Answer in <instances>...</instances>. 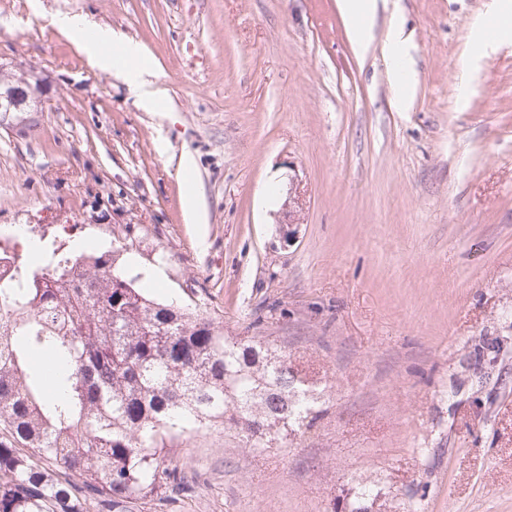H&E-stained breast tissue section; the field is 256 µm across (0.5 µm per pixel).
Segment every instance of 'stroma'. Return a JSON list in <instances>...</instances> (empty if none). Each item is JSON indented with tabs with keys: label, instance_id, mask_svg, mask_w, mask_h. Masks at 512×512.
Here are the masks:
<instances>
[{
	"label": "stroma",
	"instance_id": "1",
	"mask_svg": "<svg viewBox=\"0 0 512 512\" xmlns=\"http://www.w3.org/2000/svg\"><path fill=\"white\" fill-rule=\"evenodd\" d=\"M383 2L362 53L337 0H0V65L46 93L0 112V244L116 252L323 400L285 448L174 440L173 512H512V32L476 50L494 0ZM63 17L137 40L164 98ZM388 41L391 49L388 57L392 61L393 76L400 86H404L406 75L409 74V64L403 51L406 41L403 37V30L398 26L391 27Z\"/></svg>",
	"mask_w": 512,
	"mask_h": 512
}]
</instances>
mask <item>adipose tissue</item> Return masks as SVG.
Listing matches in <instances>:
<instances>
[{
  "label": "adipose tissue",
  "instance_id": "adipose-tissue-1",
  "mask_svg": "<svg viewBox=\"0 0 512 512\" xmlns=\"http://www.w3.org/2000/svg\"><path fill=\"white\" fill-rule=\"evenodd\" d=\"M348 33L357 49H365L373 36L372 21L378 9V0H340ZM81 48L104 71L115 74L129 84L144 103H153L158 94L149 79L150 71L144 63L139 43L109 28L87 30L83 25L69 26Z\"/></svg>",
  "mask_w": 512,
  "mask_h": 512
}]
</instances>
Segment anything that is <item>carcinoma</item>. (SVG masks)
Wrapping results in <instances>:
<instances>
[{"label":"carcinoma","mask_w":512,"mask_h":512,"mask_svg":"<svg viewBox=\"0 0 512 512\" xmlns=\"http://www.w3.org/2000/svg\"><path fill=\"white\" fill-rule=\"evenodd\" d=\"M1 260L0 512H161L182 485L167 442L220 427L279 448L319 412L288 353L151 298L108 252Z\"/></svg>","instance_id":"carcinoma-1"}]
</instances>
